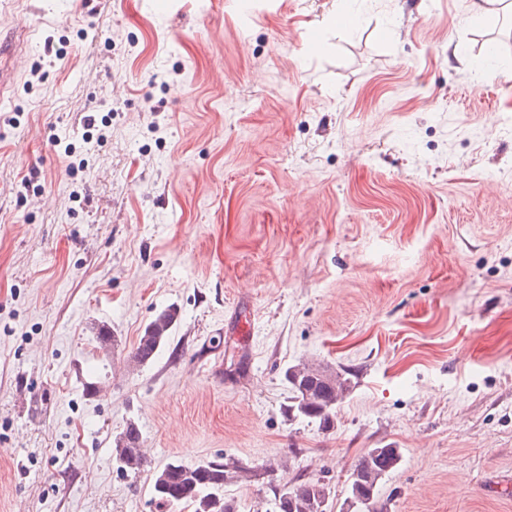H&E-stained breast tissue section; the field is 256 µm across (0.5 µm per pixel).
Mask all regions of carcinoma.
Masks as SVG:
<instances>
[{"label":"carcinoma","mask_w":512,"mask_h":512,"mask_svg":"<svg viewBox=\"0 0 512 512\" xmlns=\"http://www.w3.org/2000/svg\"><path fill=\"white\" fill-rule=\"evenodd\" d=\"M177 312L171 308L159 313L139 336L133 359L139 364L152 362L165 345ZM292 391L285 413L290 418L302 417L318 423L323 430L334 427L336 406L349 391L351 380L345 371L309 366H290L284 373ZM115 461L132 463L131 470L143 466L138 426L127 423L112 438ZM400 460L397 448H370L353 463L347 486L344 506L339 512H386V503L379 501L383 479L393 472ZM230 464L218 460L188 465L171 461L154 472L151 483L153 498L160 503L188 504L194 512H239L236 501L224 496ZM252 477L270 487L274 512H332V488L318 478H296L280 484L272 478L271 471Z\"/></svg>","instance_id":"carcinoma-1"}]
</instances>
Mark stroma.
Listing matches in <instances>:
<instances>
[{
	"label": "stroma",
	"mask_w": 512,
	"mask_h": 512,
	"mask_svg": "<svg viewBox=\"0 0 512 512\" xmlns=\"http://www.w3.org/2000/svg\"><path fill=\"white\" fill-rule=\"evenodd\" d=\"M248 2L0 0V512H193L152 475L219 458L240 512L261 466L338 506L387 445L388 512H512V25ZM298 363L353 372L333 429L284 413ZM249 307L250 303L246 299L241 298L239 300L227 321V325L224 326V333L238 336L243 342L253 339L254 326L249 322L246 315V310ZM176 320L177 312L174 309L169 308L159 313L139 336L133 353L134 361L138 364L152 362L167 342ZM140 431L134 422L127 423L126 427L112 438L113 459L132 461L129 470L138 471L144 463L140 450ZM134 471V472H135Z\"/></svg>",
	"instance_id": "1"
}]
</instances>
